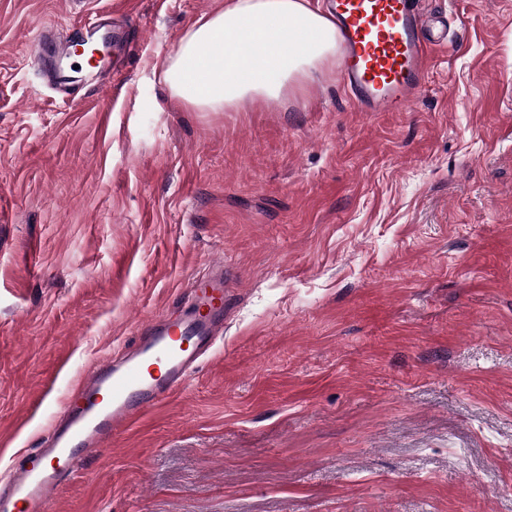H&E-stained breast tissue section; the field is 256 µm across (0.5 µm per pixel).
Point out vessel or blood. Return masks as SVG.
<instances>
[{"label": "vessel or blood", "instance_id": "b4317fda", "mask_svg": "<svg viewBox=\"0 0 512 512\" xmlns=\"http://www.w3.org/2000/svg\"><path fill=\"white\" fill-rule=\"evenodd\" d=\"M343 64L340 79L359 111L399 112L426 90L427 65L447 35H424L418 0H329ZM111 11L63 40L43 27L28 55L56 92L69 97L81 84L101 83L111 58L93 63L75 54L76 42L113 41ZM223 266L195 280L186 304L159 318L139 347L116 363L82 374L70 392L48 447L13 468L0 488V512H49L59 487L85 452L100 450L147 409L183 389L198 361L208 356L224 324Z\"/></svg>", "mask_w": 512, "mask_h": 512}]
</instances>
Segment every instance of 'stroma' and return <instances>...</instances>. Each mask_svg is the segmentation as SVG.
I'll return each instance as SVG.
<instances>
[{
  "label": "stroma",
  "instance_id": "stroma-1",
  "mask_svg": "<svg viewBox=\"0 0 512 512\" xmlns=\"http://www.w3.org/2000/svg\"><path fill=\"white\" fill-rule=\"evenodd\" d=\"M223 3L0 0V480L219 261L214 356L51 512H512V0H426L405 111L328 68L199 112L154 66ZM107 7L123 60L63 101L27 47Z\"/></svg>",
  "mask_w": 512,
  "mask_h": 512
}]
</instances>
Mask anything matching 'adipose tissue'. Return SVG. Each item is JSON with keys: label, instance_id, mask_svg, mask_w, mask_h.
Here are the masks:
<instances>
[{"label": "adipose tissue", "instance_id": "adipose-tissue-1", "mask_svg": "<svg viewBox=\"0 0 512 512\" xmlns=\"http://www.w3.org/2000/svg\"><path fill=\"white\" fill-rule=\"evenodd\" d=\"M339 52L335 26L311 0H224L159 64L171 96L202 112L277 101Z\"/></svg>", "mask_w": 512, "mask_h": 512}]
</instances>
